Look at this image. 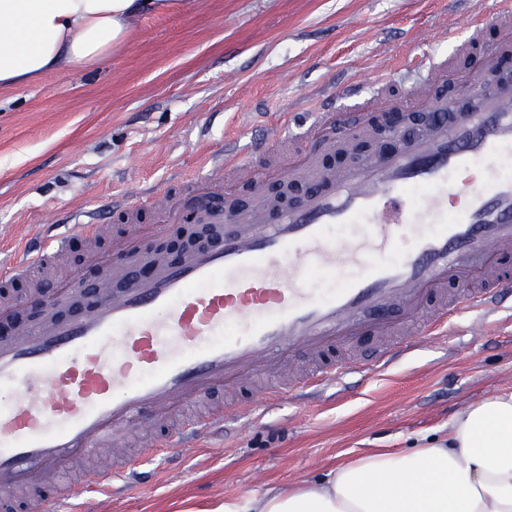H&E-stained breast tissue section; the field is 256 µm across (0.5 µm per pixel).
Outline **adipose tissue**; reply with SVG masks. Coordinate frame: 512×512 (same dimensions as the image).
<instances>
[{"label": "adipose tissue", "mask_w": 512, "mask_h": 512, "mask_svg": "<svg viewBox=\"0 0 512 512\" xmlns=\"http://www.w3.org/2000/svg\"><path fill=\"white\" fill-rule=\"evenodd\" d=\"M176 0H0V88L122 48L141 18ZM220 512H512V390L457 411L442 436L377 449L322 478L225 499Z\"/></svg>", "instance_id": "ef3b65f1"}]
</instances>
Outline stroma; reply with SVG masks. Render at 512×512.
<instances>
[{
  "mask_svg": "<svg viewBox=\"0 0 512 512\" xmlns=\"http://www.w3.org/2000/svg\"><path fill=\"white\" fill-rule=\"evenodd\" d=\"M485 0H181L140 20L122 49L27 86L0 89V248L69 209L148 186L225 141L275 136L302 96L369 91L419 47L448 49ZM512 389V316H454L372 381L312 402L295 395L228 421L188 457L146 460L152 482L79 512H214L225 499L322 476L376 448L440 434L452 415Z\"/></svg>",
  "mask_w": 512,
  "mask_h": 512,
  "instance_id": "1",
  "label": "stroma"
}]
</instances>
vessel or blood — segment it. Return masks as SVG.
Returning a JSON list of instances; mask_svg holds the SVG:
<instances>
[{"label":"vessel or blood","mask_w":512,"mask_h":512,"mask_svg":"<svg viewBox=\"0 0 512 512\" xmlns=\"http://www.w3.org/2000/svg\"><path fill=\"white\" fill-rule=\"evenodd\" d=\"M491 19H477L467 37L451 38L446 54L398 79L378 71L372 91L354 95L348 109L304 97L289 113L307 144L258 170L253 156L268 140L226 145L201 168L180 175L182 195L151 189L113 199L123 233L110 251H93L83 267L28 299H0V389L23 395L0 405V504L46 493L34 512H72L78 487L64 474L85 458L112 456L132 428L161 424L217 386L266 381L267 404L288 393L292 354L304 349L314 367L299 378L307 396L349 375L368 382L416 347L420 336H444L450 315L512 313V85L487 86L486 73L512 56V0H495ZM465 81L480 103L437 120L425 133L391 151L337 171L322 168L325 152L365 131L372 113L391 106H445L430 96L440 82ZM263 186L275 177L307 179L317 189L294 207L255 205L225 218L214 203L226 173ZM204 210L220 230L212 245L172 263L142 247L162 225ZM338 227L349 236L332 239ZM96 212L42 225L34 245L0 261V288L49 272L52 260L99 230ZM149 269L131 276L132 266ZM109 270L94 306L72 318L55 314L80 281ZM339 282L321 295L311 273ZM41 300L47 320L21 323L29 300ZM363 336L391 337L369 364L328 361L324 355ZM258 406L239 405L194 416L149 443L142 455L163 457L223 432L228 417L253 418ZM141 455V456H142ZM139 458V457H138ZM138 458L105 468L139 480Z\"/></svg>","instance_id":"obj_1"}]
</instances>
